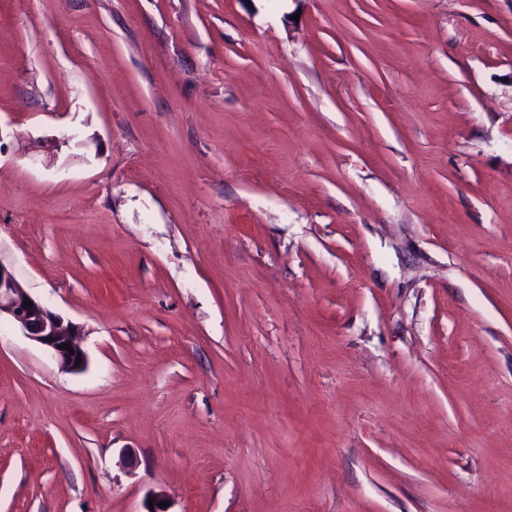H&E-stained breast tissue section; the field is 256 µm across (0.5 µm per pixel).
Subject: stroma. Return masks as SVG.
I'll return each mask as SVG.
<instances>
[{
    "mask_svg": "<svg viewBox=\"0 0 512 512\" xmlns=\"http://www.w3.org/2000/svg\"><path fill=\"white\" fill-rule=\"evenodd\" d=\"M0 262V512H512V0H0ZM25 298H29L32 307L25 305ZM2 319L46 349L61 369L74 373L84 370L87 355L79 342V326L71 321L65 322L60 314L30 295L11 267L0 262V323ZM66 343L71 344L72 353L60 349ZM78 353H81L80 364H77Z\"/></svg>",
    "mask_w": 512,
    "mask_h": 512,
    "instance_id": "obj_1",
    "label": "stroma"
}]
</instances>
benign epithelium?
<instances>
[{
	"instance_id": "7a95c632",
	"label": "benign epithelium",
	"mask_w": 512,
	"mask_h": 512,
	"mask_svg": "<svg viewBox=\"0 0 512 512\" xmlns=\"http://www.w3.org/2000/svg\"><path fill=\"white\" fill-rule=\"evenodd\" d=\"M30 300L32 306L25 305ZM19 328L33 342L46 349L61 369L81 372L87 355L79 342V326L65 320L41 301L32 297L15 276L11 267L0 262V320ZM71 344L72 351L62 349Z\"/></svg>"
}]
</instances>
